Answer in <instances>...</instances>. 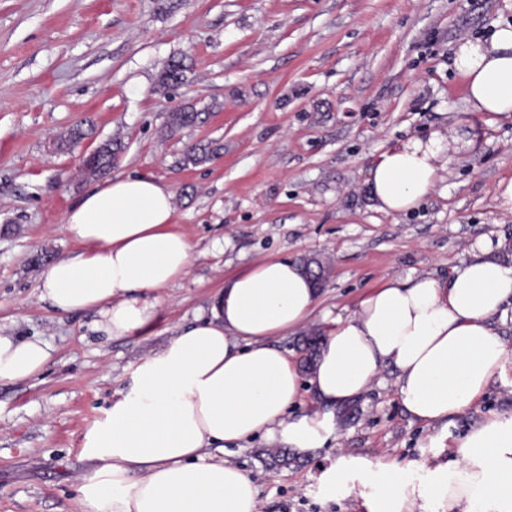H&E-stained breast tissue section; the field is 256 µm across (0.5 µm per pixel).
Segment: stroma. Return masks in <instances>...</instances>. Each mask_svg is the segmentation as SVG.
Wrapping results in <instances>:
<instances>
[{"label":"stroma","instance_id":"stroma-1","mask_svg":"<svg viewBox=\"0 0 512 512\" xmlns=\"http://www.w3.org/2000/svg\"><path fill=\"white\" fill-rule=\"evenodd\" d=\"M504 24L512 0H0V332L51 350L34 378L0 383V512H83L86 431L140 360L209 313L236 273L268 259L326 260L315 312L323 330L386 279L445 277L478 242L512 243V214L495 199L512 180V115L471 111L448 67L461 39ZM172 58L185 60L188 78L157 93ZM185 106L203 122L167 136L168 112ZM78 124L88 137L56 149ZM433 131L454 138L435 191L408 215L377 211L367 184L374 158ZM113 137L126 149L109 178L167 185L194 249L150 324L123 338L95 330L94 314H58L34 262L77 252L61 224L98 183L84 174L85 157ZM459 137L470 147L458 149ZM211 141L217 156L183 165L188 149ZM396 377L384 368L341 410L326 444L289 468L265 467L264 438L233 447L262 512H363L359 498L315 493L337 455L421 475L452 461L458 440L489 415L512 413V367L477 409L435 432L405 411Z\"/></svg>","mask_w":512,"mask_h":512}]
</instances>
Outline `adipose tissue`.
Segmentation results:
<instances>
[{"label": "adipose tissue", "instance_id": "1", "mask_svg": "<svg viewBox=\"0 0 512 512\" xmlns=\"http://www.w3.org/2000/svg\"><path fill=\"white\" fill-rule=\"evenodd\" d=\"M466 79L473 111L512 112V25L491 38H465L449 62ZM448 166L434 132L381 152L368 182L377 210L419 207ZM76 255L46 270L41 296L61 314L96 312L98 330L120 338L155 316L161 292L191 264L193 247L174 227L173 193L148 177H118L67 211ZM506 241L483 242L448 277L394 278L332 319L308 378L269 339L306 326L319 294L297 262L267 260L225 282L210 315L180 328L137 365L104 419L84 436L89 470L78 488L83 512H262L257 487L227 446L260 436L300 453L334 432L333 410L371 388L387 366L401 402L427 427L475 406L512 366L498 332L512 323V263ZM50 358L40 340L0 335V382L36 376ZM324 411L290 410L304 394ZM360 496L366 512H512V413L467 433L452 462L425 480L399 464L342 455L317 484L323 497Z\"/></svg>", "mask_w": 512, "mask_h": 512}]
</instances>
